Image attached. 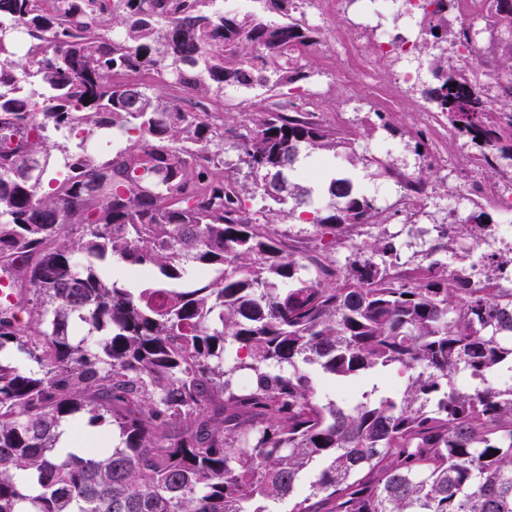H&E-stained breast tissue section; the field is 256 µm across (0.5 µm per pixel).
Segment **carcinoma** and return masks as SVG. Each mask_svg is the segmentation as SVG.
Segmentation results:
<instances>
[{"mask_svg": "<svg viewBox=\"0 0 512 512\" xmlns=\"http://www.w3.org/2000/svg\"><path fill=\"white\" fill-rule=\"evenodd\" d=\"M215 2L0 0V280L15 296L0 304V512H274L260 499L291 500L289 512H512V386L496 380L512 369V288L435 257L456 255L464 232L480 238L488 215L450 225L424 263L400 262L378 235L337 268L336 246L379 222L340 176L308 212L317 254L284 248L247 216L246 194L305 203L288 171L349 138L262 112L235 142L252 185L224 179L211 152L224 89L298 80L290 61L317 32L291 0H269L277 21ZM492 5L494 26L511 27L512 0ZM455 6L439 0L424 27L423 48L440 52L421 94L496 172L512 161V103L488 106L448 54L475 35L448 26ZM21 74L35 91L16 92ZM164 86L167 99L154 94ZM51 130L126 140L57 170ZM114 257L142 287L101 272ZM81 324L95 344L76 339ZM305 365L357 382L397 367L407 381L399 398L374 387L344 406ZM66 421L83 423L68 452Z\"/></svg>", "mask_w": 512, "mask_h": 512, "instance_id": "1", "label": "carcinoma"}]
</instances>
